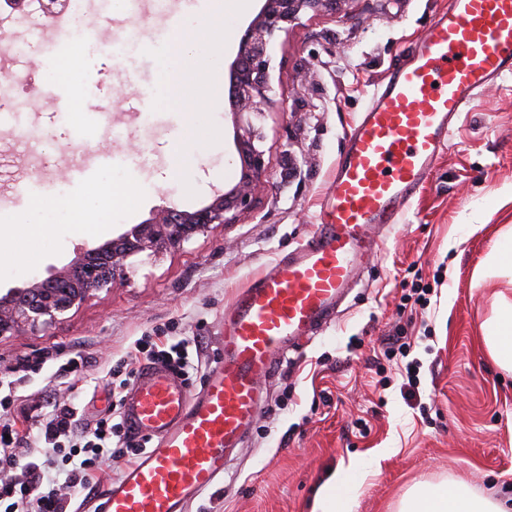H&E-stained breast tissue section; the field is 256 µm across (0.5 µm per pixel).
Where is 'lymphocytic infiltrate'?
Wrapping results in <instances>:
<instances>
[{
	"label": "lymphocytic infiltrate",
	"mask_w": 512,
	"mask_h": 512,
	"mask_svg": "<svg viewBox=\"0 0 512 512\" xmlns=\"http://www.w3.org/2000/svg\"><path fill=\"white\" fill-rule=\"evenodd\" d=\"M201 354L196 340L160 329L136 340L112 367V383L125 389L142 367L155 364L187 380L197 373ZM17 392L15 381L0 379V468L12 471L0 477V502L8 501L9 512H68L67 489L93 490L106 460H133L146 448V440L126 432L122 419L85 423L75 403L58 401L48 403L41 418L42 448L28 447L24 427L31 415L15 411Z\"/></svg>",
	"instance_id": "1"
}]
</instances>
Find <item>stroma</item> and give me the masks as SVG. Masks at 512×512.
<instances>
[{"label": "stroma", "mask_w": 512, "mask_h": 512, "mask_svg": "<svg viewBox=\"0 0 512 512\" xmlns=\"http://www.w3.org/2000/svg\"><path fill=\"white\" fill-rule=\"evenodd\" d=\"M149 14L124 7V27H110L112 0H84L87 34L42 43V60L74 58L47 87L16 86L0 99L30 134L0 131V224L10 241L0 254V293L22 288L69 266L80 249L115 239L155 210L193 212L241 177L230 105L204 113L222 137L180 175L170 154L185 117L157 97L160 55L175 29L167 15L189 16L204 0H163ZM450 0H354L350 12L305 16L274 43L270 78L277 106L258 122L267 164L265 192L235 223L217 224L184 248L139 256L126 278L101 289L49 328L26 326L0 336V374L25 364L19 393L28 403L75 401L84 420L112 412L106 373L138 338L170 326L201 337L203 361L221 356L224 314L238 291L312 231L327 202L333 169L352 127L377 85L408 59L416 40ZM112 110H79L74 91ZM144 95L152 116L142 121L124 96ZM61 118H54L53 109ZM110 144L118 189H140L132 213H120L102 235L73 239L65 224L30 240L21 217L28 203L17 184L36 179L47 195L95 194L101 169L87 183L56 178L86 164L89 149ZM512 227V78L481 92L462 112L448 149L400 224L372 245L361 282L351 288L328 328L288 353L264 381V408L247 445L219 484L189 512H312L317 490L337 478L345 493L337 512H398L424 482L463 480L475 493L512 498V375L502 373L481 325L506 279L476 280L474 271ZM36 253L31 267L13 265L15 250ZM427 285L422 309L400 306L402 286ZM405 335L418 362L415 386L385 355ZM83 353V376L59 373Z\"/></svg>", "instance_id": "obj_1"}]
</instances>
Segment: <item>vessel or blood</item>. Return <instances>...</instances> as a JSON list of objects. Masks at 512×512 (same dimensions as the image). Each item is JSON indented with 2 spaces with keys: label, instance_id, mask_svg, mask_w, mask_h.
<instances>
[{
  "label": "vessel or blood",
  "instance_id": "1",
  "mask_svg": "<svg viewBox=\"0 0 512 512\" xmlns=\"http://www.w3.org/2000/svg\"><path fill=\"white\" fill-rule=\"evenodd\" d=\"M510 74L512 0H450L410 62L373 91L336 162L318 224L236 295L224 316L222 355L200 390L162 367L138 375L124 420L152 445L102 486L103 512H187L223 479L230 450L244 446L262 412V380L330 322L361 271L370 231L398 223L461 112Z\"/></svg>",
  "mask_w": 512,
  "mask_h": 512
}]
</instances>
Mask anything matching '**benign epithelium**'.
<instances>
[{
    "label": "benign epithelium",
    "instance_id": "benign-epithelium-1",
    "mask_svg": "<svg viewBox=\"0 0 512 512\" xmlns=\"http://www.w3.org/2000/svg\"><path fill=\"white\" fill-rule=\"evenodd\" d=\"M352 0H264L258 14L241 36L232 65L231 112L237 129V152L242 178L231 191L220 194L194 212L172 207L158 209L153 217L120 237L79 253L71 264L25 288L0 294V336L19 327L50 326L60 315L81 304L132 267L141 254L156 256L181 249L213 224H231L252 209L265 187L264 151L255 141L254 119L274 105L269 68L274 39L288 32L309 13L335 11Z\"/></svg>",
    "mask_w": 512,
    "mask_h": 512
}]
</instances>
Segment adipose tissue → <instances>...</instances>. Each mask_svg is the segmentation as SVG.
Wrapping results in <instances>:
<instances>
[{
  "instance_id": "1",
  "label": "adipose tissue",
  "mask_w": 512,
  "mask_h": 512,
  "mask_svg": "<svg viewBox=\"0 0 512 512\" xmlns=\"http://www.w3.org/2000/svg\"><path fill=\"white\" fill-rule=\"evenodd\" d=\"M230 17L224 11L223 0H208L201 16L184 18L177 26L178 34L164 43L165 78L160 98L178 102L188 122L181 146L172 153L170 169L182 172L203 154L206 143L219 137L217 130L195 123V106L183 99L181 90L193 85L197 96L207 106L219 103L223 95L224 27ZM95 201L91 198L76 202L61 199L53 211H45L40 203L27 210L24 222L27 235L40 239L47 235L50 222L68 225L71 235L84 234L94 219ZM79 212L81 221L70 224L72 212ZM486 346L495 362L512 372V297L499 294L490 318L482 325ZM399 512H512V505L474 493L465 483L454 481L416 486L401 502Z\"/></svg>"
}]
</instances>
